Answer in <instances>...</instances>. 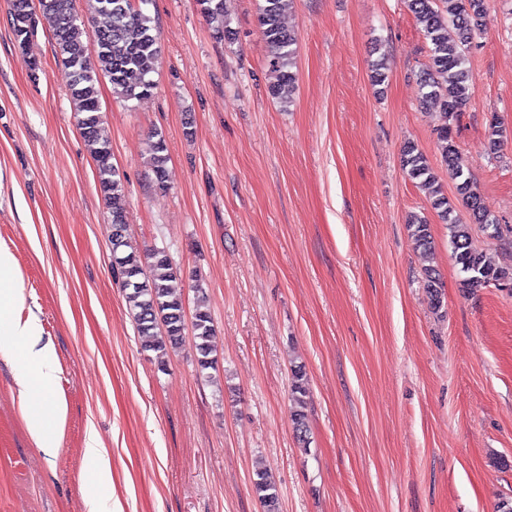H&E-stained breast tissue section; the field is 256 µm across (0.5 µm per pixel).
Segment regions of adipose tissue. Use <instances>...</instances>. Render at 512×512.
<instances>
[{"mask_svg": "<svg viewBox=\"0 0 512 512\" xmlns=\"http://www.w3.org/2000/svg\"><path fill=\"white\" fill-rule=\"evenodd\" d=\"M16 259L9 247L0 245V340L19 347L17 357L21 379L19 401L27 427L48 455H56V443L45 435L48 422H63L66 408L51 392L57 378L53 347L44 342L38 316L27 304V298L15 273ZM84 475L99 486L98 494L89 496L87 512H112V498L105 492L112 483V470L107 448L89 434L84 449Z\"/></svg>", "mask_w": 512, "mask_h": 512, "instance_id": "ef3b65f1", "label": "adipose tissue"}]
</instances>
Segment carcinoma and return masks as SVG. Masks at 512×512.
Segmentation results:
<instances>
[{"label":"carcinoma","instance_id":"carcinoma-1","mask_svg":"<svg viewBox=\"0 0 512 512\" xmlns=\"http://www.w3.org/2000/svg\"><path fill=\"white\" fill-rule=\"evenodd\" d=\"M72 0H13V36L24 47L44 21L55 40L56 57L69 70L68 91L76 112L80 134L87 143L96 164L98 186L104 195L112 227V269L120 279L138 335L146 351L177 348L186 341V320L183 300L171 282L180 269L164 250H153L146 257L126 253L127 199L124 183L112 164V146L101 127L97 83L105 76L113 93L123 99L149 94L153 88L150 75L155 71L159 48L152 19L141 5L147 0H87L88 13L101 18L95 31L94 47L83 39L84 20L71 7ZM287 0H261L259 24L271 56L269 65L276 74L270 91L277 98L295 89L294 46L296 35L281 22ZM217 39L231 34L224 11V0H199ZM408 8L421 26L428 48L429 63L420 78L424 90L422 102L434 103L441 111L442 123L437 128L441 163L456 181L457 199L461 200L471 223L463 222L453 200L444 193L439 178L427 157L412 143L402 151V166L407 175L426 190L431 206L448 228V245L456 266L462 274L461 285L468 293L484 288H512V266L492 262L486 254L471 247L472 225L478 224L494 240L512 237V225H502L483 209L471 177L458 165L453 121L470 103L473 82L467 67V54L474 36L485 25L486 0H408ZM166 146L163 138L151 145L148 166L156 188L166 191ZM415 248L423 255L434 254L431 225L424 216L413 215L408 224ZM425 288L435 307H440L436 269L423 270ZM215 330L211 314L196 309L191 321V342L196 351L200 371L217 364ZM292 422L298 440L307 442L306 399L309 395L307 374L301 365L291 369ZM254 488L262 512H279L277 486L267 471H254Z\"/></svg>","mask_w":512,"mask_h":512}]
</instances>
